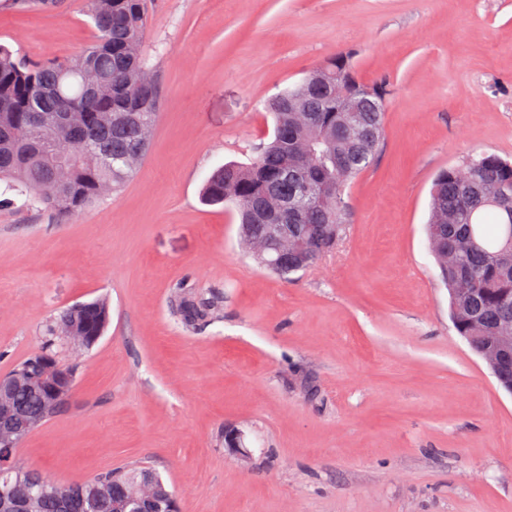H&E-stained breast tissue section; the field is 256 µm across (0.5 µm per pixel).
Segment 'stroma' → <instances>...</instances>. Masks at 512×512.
Masks as SVG:
<instances>
[{"mask_svg": "<svg viewBox=\"0 0 512 512\" xmlns=\"http://www.w3.org/2000/svg\"><path fill=\"white\" fill-rule=\"evenodd\" d=\"M161 101L118 194L50 223L0 207V375L46 323L107 298L62 412L17 457L61 485L152 462L180 512H512V394L458 336L426 247L436 174L512 160V0H146ZM85 0H0V43L65 61ZM344 55L385 85L384 145L344 192L346 233L288 277L200 190L273 136L266 104ZM187 284L211 322L172 311ZM240 431L247 459L228 451Z\"/></svg>", "mask_w": 512, "mask_h": 512, "instance_id": "obj_1", "label": "stroma"}]
</instances>
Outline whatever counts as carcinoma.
Wrapping results in <instances>:
<instances>
[{
    "label": "carcinoma",
    "instance_id": "carcinoma-1",
    "mask_svg": "<svg viewBox=\"0 0 512 512\" xmlns=\"http://www.w3.org/2000/svg\"><path fill=\"white\" fill-rule=\"evenodd\" d=\"M56 0H12L20 10L46 11ZM93 41L66 62L31 61L0 44V204L41 206L51 222L64 224L77 212L117 193L144 160L159 110L158 77L143 50L147 18L145 0H88ZM322 67L340 71L341 82H356L364 91L368 112L364 127L383 129L386 94L380 85L358 79L349 60H326ZM274 136L248 165L228 163L206 180L203 201L234 206L239 214L242 245L261 263L286 277L306 270L330 252L345 231L342 195L351 181L375 162L381 146L362 148L354 139L336 140V126L346 122L328 89L309 90L306 82L275 96L268 105ZM67 111L70 122L36 131L37 117ZM56 142L79 157L65 182L44 156V144ZM317 187L298 202L288 219V238L269 235L266 223L252 209L297 195L299 182ZM512 188V163L482 153L460 166L441 170L431 194L428 247L448 288L454 328L480 357L497 348L504 325L512 327V266L500 257L512 254V200L495 195ZM305 243L306 259L288 268L275 265L285 247ZM177 313L193 327L215 318V302L179 286ZM109 302L99 297L71 306L53 318L40 347L0 376L7 381L0 403L11 419L14 438L21 442L50 420L65 401L51 399L42 379L57 363L74 382L77 363L62 357L61 331L85 337L90 348L109 321ZM499 384L512 392V358L490 366ZM178 512L175 493L148 463L117 467L93 478L59 486L42 472L21 466L10 449L0 463V512Z\"/></svg>",
    "mask_w": 512,
    "mask_h": 512
}]
</instances>
